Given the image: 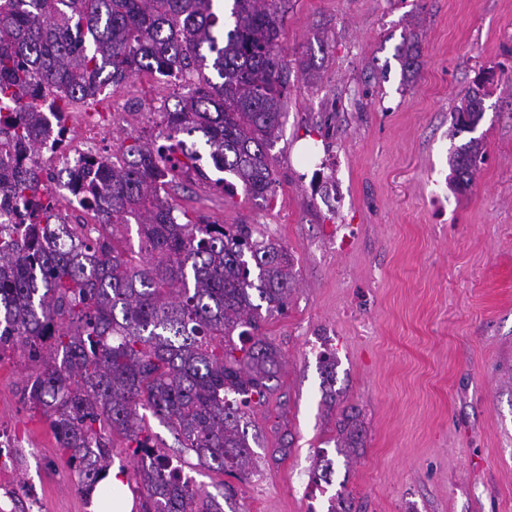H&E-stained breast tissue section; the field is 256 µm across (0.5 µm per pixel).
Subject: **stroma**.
Returning a JSON list of instances; mask_svg holds the SVG:
<instances>
[{
  "label": "stroma",
  "instance_id": "obj_1",
  "mask_svg": "<svg viewBox=\"0 0 512 512\" xmlns=\"http://www.w3.org/2000/svg\"><path fill=\"white\" fill-rule=\"evenodd\" d=\"M288 69L273 192L182 177L166 196L190 217L250 224L283 245L295 287L262 324L280 352L275 389L254 407L256 470L220 475L181 463L224 512H327L337 492L352 512H512V0H278ZM422 37L416 79L402 74L403 35ZM485 81L483 117L451 135L452 114ZM114 145L157 134L181 89L142 86ZM487 159L471 187L449 186L451 152L469 138ZM336 187L333 199L318 182ZM336 358L335 401L321 356ZM15 352L0 364V428L13 462L0 468L20 502L43 512H93L45 416L19 391ZM359 411L363 444L336 454L337 421ZM289 444L287 456L279 447ZM330 484H313L319 451Z\"/></svg>",
  "mask_w": 512,
  "mask_h": 512
}]
</instances>
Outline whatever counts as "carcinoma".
I'll return each mask as SVG.
<instances>
[{
	"label": "carcinoma",
	"instance_id": "carcinoma-1",
	"mask_svg": "<svg viewBox=\"0 0 512 512\" xmlns=\"http://www.w3.org/2000/svg\"><path fill=\"white\" fill-rule=\"evenodd\" d=\"M282 32L276 0H0V204L23 210L22 223H0V360L19 350L32 363L22 401L46 416L88 499L118 435L134 458L137 512H222L172 465L148 416L208 469L243 477L254 465L246 408L266 401L280 365L257 332L287 309L292 258L250 224L177 215L162 192L192 171L206 177L201 139L216 171L267 197ZM421 56L418 35L403 36L405 78ZM145 69L201 80L162 113L158 137L120 146L108 169L85 160L66 174L86 203L102 204V223L72 224L46 184L53 176L27 161L69 140L45 117ZM485 96L480 83L468 89L452 135L477 126ZM485 158L478 138L457 147L451 188H468ZM338 428V448L357 449V416L342 413ZM332 472L319 453L314 480Z\"/></svg>",
	"mask_w": 512,
	"mask_h": 512
}]
</instances>
